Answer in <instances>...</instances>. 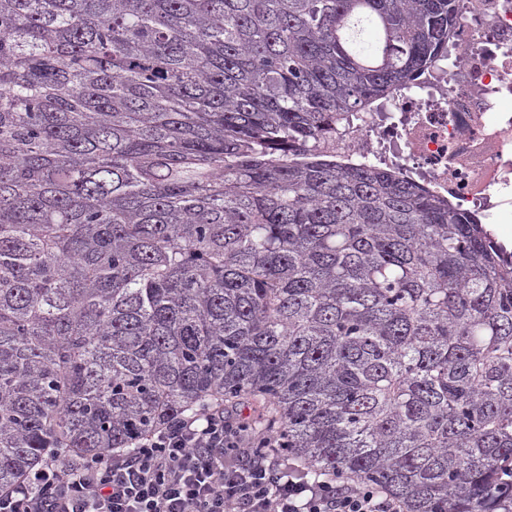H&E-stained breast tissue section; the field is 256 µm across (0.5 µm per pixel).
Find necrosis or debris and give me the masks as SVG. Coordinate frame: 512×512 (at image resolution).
I'll return each mask as SVG.
<instances>
[{"instance_id": "necrosis-or-debris-1", "label": "necrosis or debris", "mask_w": 512, "mask_h": 512, "mask_svg": "<svg viewBox=\"0 0 512 512\" xmlns=\"http://www.w3.org/2000/svg\"><path fill=\"white\" fill-rule=\"evenodd\" d=\"M448 61L336 135L337 156L416 177L489 223L512 219V0H458Z\"/></svg>"}]
</instances>
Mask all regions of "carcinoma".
Listing matches in <instances>:
<instances>
[{"label":"carcinoma","mask_w":512,"mask_h":512,"mask_svg":"<svg viewBox=\"0 0 512 512\" xmlns=\"http://www.w3.org/2000/svg\"><path fill=\"white\" fill-rule=\"evenodd\" d=\"M456 0H0V490L250 402L312 475L512 512V255L326 142Z\"/></svg>","instance_id":"1"}]
</instances>
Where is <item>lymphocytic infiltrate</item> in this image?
I'll use <instances>...</instances> for the list:
<instances>
[{
    "instance_id": "1",
    "label": "lymphocytic infiltrate",
    "mask_w": 512,
    "mask_h": 512,
    "mask_svg": "<svg viewBox=\"0 0 512 512\" xmlns=\"http://www.w3.org/2000/svg\"><path fill=\"white\" fill-rule=\"evenodd\" d=\"M275 446L235 412L185 416L129 454L48 458L0 492V512H400L371 484L308 479Z\"/></svg>"
}]
</instances>
